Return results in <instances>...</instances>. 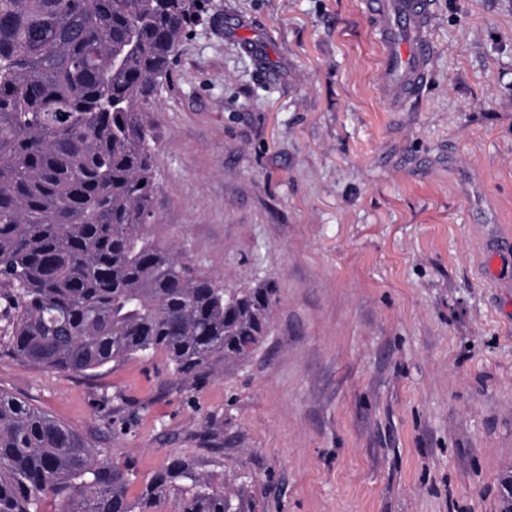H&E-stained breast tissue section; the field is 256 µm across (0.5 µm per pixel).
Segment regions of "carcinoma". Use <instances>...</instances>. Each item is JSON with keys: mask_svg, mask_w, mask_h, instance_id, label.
<instances>
[{"mask_svg": "<svg viewBox=\"0 0 512 512\" xmlns=\"http://www.w3.org/2000/svg\"><path fill=\"white\" fill-rule=\"evenodd\" d=\"M212 0H0L3 343L64 373L163 352L200 376L266 336L277 288H226L145 232L156 189L141 112ZM106 451L0 392V512H250L247 476L182 459L131 500Z\"/></svg>", "mask_w": 512, "mask_h": 512, "instance_id": "cac0c4a2", "label": "carcinoma"}]
</instances>
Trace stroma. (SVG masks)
<instances>
[{
  "label": "stroma",
  "mask_w": 512,
  "mask_h": 512,
  "mask_svg": "<svg viewBox=\"0 0 512 512\" xmlns=\"http://www.w3.org/2000/svg\"><path fill=\"white\" fill-rule=\"evenodd\" d=\"M143 120L151 238L273 281L270 329L191 378L164 354L84 374L0 346V391L135 476L242 470L252 512H501L512 469V0H430L406 111L364 0H214Z\"/></svg>",
  "instance_id": "obj_1"
}]
</instances>
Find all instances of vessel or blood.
I'll return each mask as SVG.
<instances>
[{
	"label": "vessel or blood",
	"instance_id": "b4317fda",
	"mask_svg": "<svg viewBox=\"0 0 512 512\" xmlns=\"http://www.w3.org/2000/svg\"><path fill=\"white\" fill-rule=\"evenodd\" d=\"M382 47L384 95L401 108L423 84L432 58L429 0H364Z\"/></svg>",
	"mask_w": 512,
	"mask_h": 512
}]
</instances>
